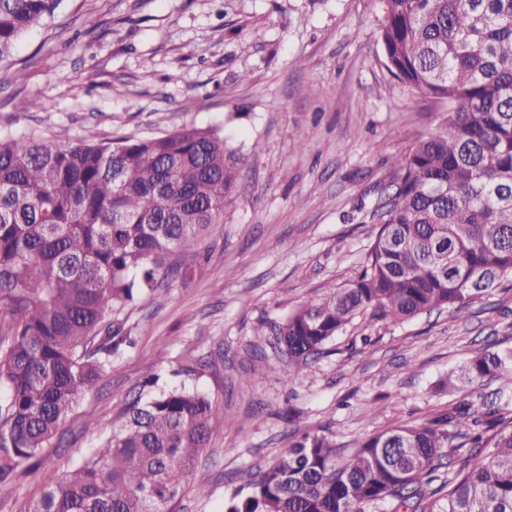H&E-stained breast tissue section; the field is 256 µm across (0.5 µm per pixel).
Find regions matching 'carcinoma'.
Masks as SVG:
<instances>
[{
  "mask_svg": "<svg viewBox=\"0 0 512 512\" xmlns=\"http://www.w3.org/2000/svg\"><path fill=\"white\" fill-rule=\"evenodd\" d=\"M373 2L387 68L447 116L393 161L355 278L261 324L298 372L360 317L460 313L512 278V0ZM58 4L0 0V61ZM238 165L213 128L107 145L0 135V483L38 465L112 363V310L153 300L224 223ZM159 380L26 512H172L224 408ZM460 382L466 399L367 435L340 462L333 434L297 436L238 472L249 493L226 512H512V349L476 352L440 388Z\"/></svg>",
  "mask_w": 512,
  "mask_h": 512,
  "instance_id": "obj_1",
  "label": "carcinoma"
}]
</instances>
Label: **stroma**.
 <instances>
[{"instance_id": "stroma-1", "label": "stroma", "mask_w": 512, "mask_h": 512, "mask_svg": "<svg viewBox=\"0 0 512 512\" xmlns=\"http://www.w3.org/2000/svg\"><path fill=\"white\" fill-rule=\"evenodd\" d=\"M25 96L39 108L19 110ZM445 111L387 70L372 0H61L0 64V133L105 144L213 127L242 169L197 256L152 305L115 314L131 344L78 399L60 447L0 485V512H22L98 448L154 374L224 408L174 512H224L238 471L272 464L292 432L351 449L461 400L437 385L486 345L512 348L510 286L459 314L356 320L299 373L254 333L355 277L393 157Z\"/></svg>"}]
</instances>
